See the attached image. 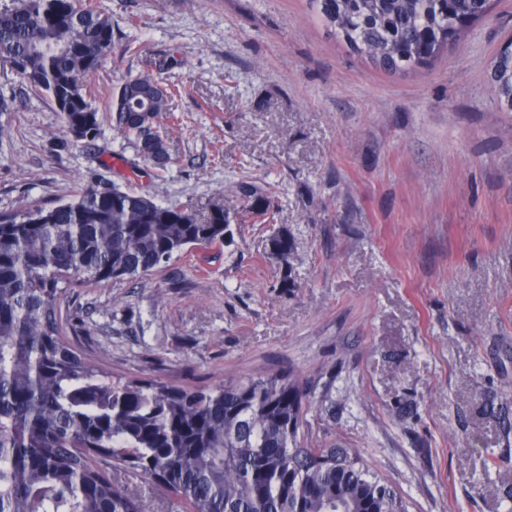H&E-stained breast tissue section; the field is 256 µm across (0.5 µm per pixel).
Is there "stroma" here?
Segmentation results:
<instances>
[{
    "mask_svg": "<svg viewBox=\"0 0 512 512\" xmlns=\"http://www.w3.org/2000/svg\"><path fill=\"white\" fill-rule=\"evenodd\" d=\"M96 4L112 49L86 94L105 112L128 76L175 86L168 168L105 116L74 141L0 67V212L98 184L203 210L247 181L273 205L143 277L67 289L66 339L114 376L179 386L295 371L306 433L357 452L409 512H506L512 433L485 407L512 409V112L490 83L512 0L397 71L310 0Z\"/></svg>",
    "mask_w": 512,
    "mask_h": 512,
    "instance_id": "obj_1",
    "label": "stroma"
}]
</instances>
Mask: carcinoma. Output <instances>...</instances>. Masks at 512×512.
<instances>
[{"mask_svg": "<svg viewBox=\"0 0 512 512\" xmlns=\"http://www.w3.org/2000/svg\"><path fill=\"white\" fill-rule=\"evenodd\" d=\"M353 51L385 70L433 61L488 0H311ZM112 47V19L84 0H0V65L41 88L64 129L94 140L103 115L84 84ZM493 91L512 112V55L495 60ZM149 73L121 84L115 127L159 171L169 159L170 91ZM241 206L205 213L86 187L49 209L0 213V512H144L126 482L175 493L186 512H407L363 458L301 437L306 395L291 372L204 387L115 380L64 338V289L148 274L191 247L224 241L230 214H268L241 185ZM282 258L288 234L267 243Z\"/></svg>", "mask_w": 512, "mask_h": 512, "instance_id": "obj_1", "label": "carcinoma"}]
</instances>
